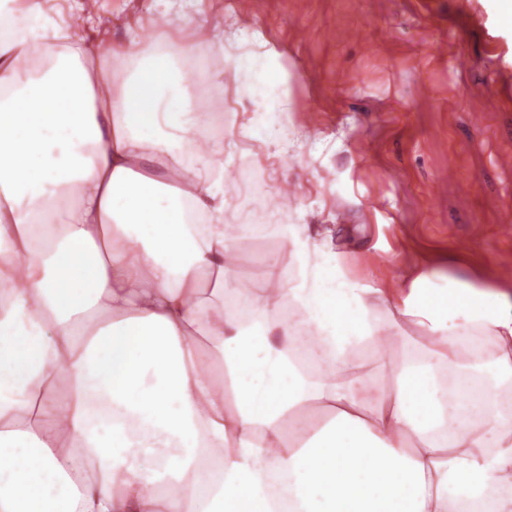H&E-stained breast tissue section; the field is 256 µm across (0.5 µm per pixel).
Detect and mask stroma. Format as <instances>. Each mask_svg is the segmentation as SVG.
<instances>
[{
    "instance_id": "1",
    "label": "stroma",
    "mask_w": 512,
    "mask_h": 512,
    "mask_svg": "<svg viewBox=\"0 0 512 512\" xmlns=\"http://www.w3.org/2000/svg\"><path fill=\"white\" fill-rule=\"evenodd\" d=\"M109 39L166 29L154 0H96ZM206 36L272 52L291 69L293 145L244 141L229 189L293 187L281 211L342 238L364 227L356 270L378 285L412 253L458 255L468 274L494 255L512 269V0H202ZM320 135L317 151L307 136Z\"/></svg>"
}]
</instances>
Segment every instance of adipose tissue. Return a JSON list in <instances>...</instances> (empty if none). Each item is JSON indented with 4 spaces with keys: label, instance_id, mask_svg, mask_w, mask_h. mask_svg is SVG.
<instances>
[{
    "label": "adipose tissue",
    "instance_id": "1",
    "mask_svg": "<svg viewBox=\"0 0 512 512\" xmlns=\"http://www.w3.org/2000/svg\"><path fill=\"white\" fill-rule=\"evenodd\" d=\"M186 23L113 46L83 0H0V512H512V281L422 255L379 288L357 227L228 223L288 75L236 55L259 117L207 135ZM261 239L287 266L231 287Z\"/></svg>",
    "mask_w": 512,
    "mask_h": 512
}]
</instances>
